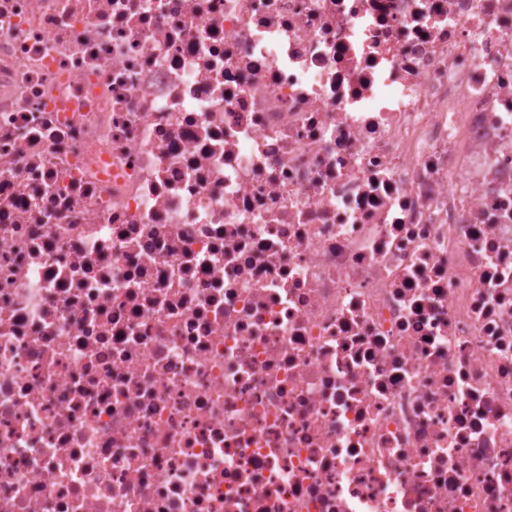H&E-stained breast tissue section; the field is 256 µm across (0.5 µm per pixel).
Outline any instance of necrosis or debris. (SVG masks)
<instances>
[{"instance_id": "necrosis-or-debris-1", "label": "necrosis or debris", "mask_w": 512, "mask_h": 512, "mask_svg": "<svg viewBox=\"0 0 512 512\" xmlns=\"http://www.w3.org/2000/svg\"><path fill=\"white\" fill-rule=\"evenodd\" d=\"M0 512H512V0H0Z\"/></svg>"}]
</instances>
